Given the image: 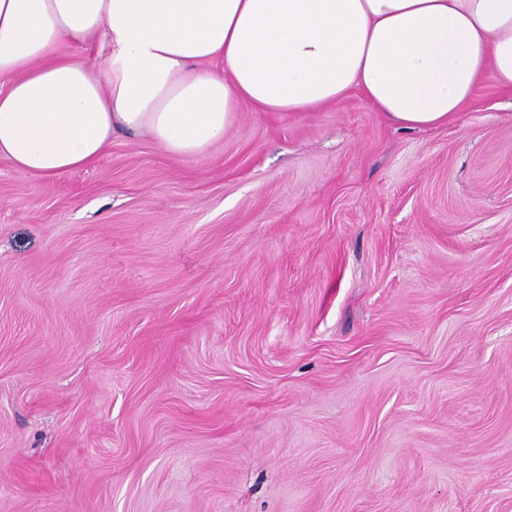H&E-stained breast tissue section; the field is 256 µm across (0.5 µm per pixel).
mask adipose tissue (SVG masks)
Returning a JSON list of instances; mask_svg holds the SVG:
<instances>
[{"mask_svg": "<svg viewBox=\"0 0 512 512\" xmlns=\"http://www.w3.org/2000/svg\"><path fill=\"white\" fill-rule=\"evenodd\" d=\"M487 77L512 89V0H0V157L50 178L118 132L200 157L241 104L317 112L356 90L431 128Z\"/></svg>", "mask_w": 512, "mask_h": 512, "instance_id": "ef3b65f1", "label": "adipose tissue"}]
</instances>
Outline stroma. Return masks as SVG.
<instances>
[{"mask_svg":"<svg viewBox=\"0 0 512 512\" xmlns=\"http://www.w3.org/2000/svg\"><path fill=\"white\" fill-rule=\"evenodd\" d=\"M0 512H512V90L1 157Z\"/></svg>","mask_w":512,"mask_h":512,"instance_id":"stroma-1","label":"stroma"}]
</instances>
